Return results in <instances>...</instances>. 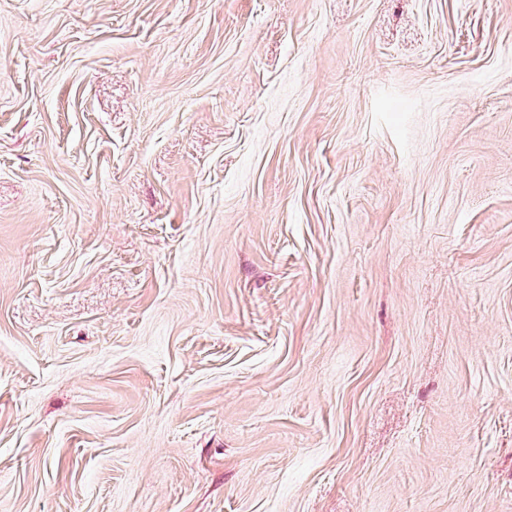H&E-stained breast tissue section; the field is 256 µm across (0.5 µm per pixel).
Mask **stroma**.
I'll return each instance as SVG.
<instances>
[{"instance_id": "stroma-1", "label": "stroma", "mask_w": 512, "mask_h": 512, "mask_svg": "<svg viewBox=\"0 0 512 512\" xmlns=\"http://www.w3.org/2000/svg\"><path fill=\"white\" fill-rule=\"evenodd\" d=\"M0 512H512V0H0Z\"/></svg>"}]
</instances>
